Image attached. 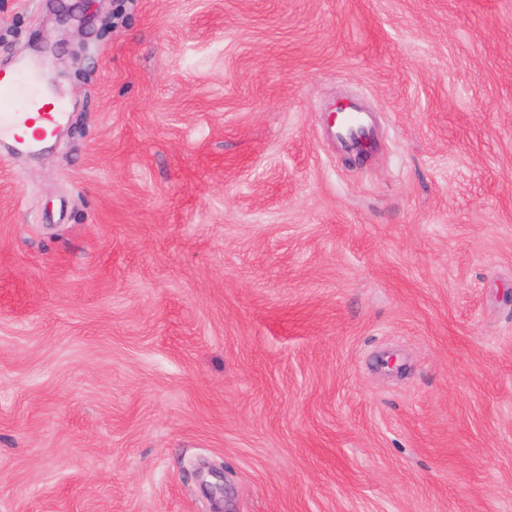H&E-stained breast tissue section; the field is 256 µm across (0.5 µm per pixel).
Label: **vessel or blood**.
Returning <instances> with one entry per match:
<instances>
[{"label": "vessel or blood", "mask_w": 512, "mask_h": 512, "mask_svg": "<svg viewBox=\"0 0 512 512\" xmlns=\"http://www.w3.org/2000/svg\"><path fill=\"white\" fill-rule=\"evenodd\" d=\"M63 116L62 106L42 102L21 74L0 73V138L28 128L33 141H40L56 129Z\"/></svg>", "instance_id": "1"}]
</instances>
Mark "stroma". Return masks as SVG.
I'll return each mask as SVG.
<instances>
[{
	"instance_id": "obj_1",
	"label": "stroma",
	"mask_w": 512,
	"mask_h": 512,
	"mask_svg": "<svg viewBox=\"0 0 512 512\" xmlns=\"http://www.w3.org/2000/svg\"><path fill=\"white\" fill-rule=\"evenodd\" d=\"M96 2L0 0L65 107L0 140V512H512V0Z\"/></svg>"
}]
</instances>
